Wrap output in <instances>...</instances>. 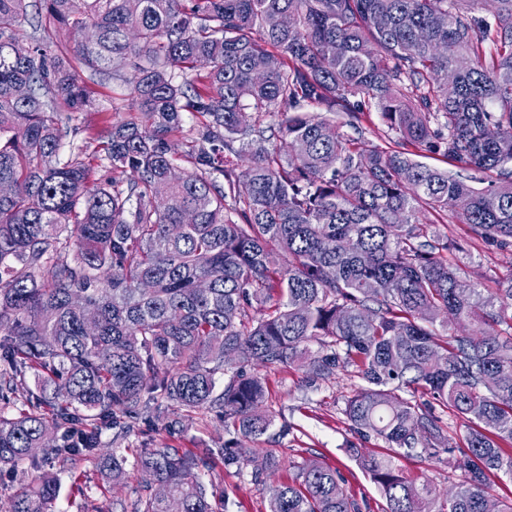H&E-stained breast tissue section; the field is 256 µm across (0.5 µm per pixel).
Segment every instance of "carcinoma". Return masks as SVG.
I'll use <instances>...</instances> for the list:
<instances>
[{"label":"carcinoma","instance_id":"carcinoma-1","mask_svg":"<svg viewBox=\"0 0 512 512\" xmlns=\"http://www.w3.org/2000/svg\"><path fill=\"white\" fill-rule=\"evenodd\" d=\"M0 0V393L37 378L41 395L0 410V472L99 461L109 485L124 455L105 428L175 406L219 408L247 439L267 433L266 379L297 364L311 386L339 367L363 385L344 414L406 457L448 454L465 478L442 496L391 459H362L387 512H486L492 478L512 475V334L450 336L446 316L512 329V285L496 302L462 293L435 256L423 211L453 207L487 243L512 245V171L487 189L413 159L512 163V0ZM34 13H28V7ZM33 31L15 53L22 23ZM63 30L73 45L47 38ZM137 57L132 109L92 157L129 169L92 182L65 152L72 113ZM459 59L448 95V70ZM196 72L193 81L178 75ZM354 118L376 108L401 149L348 146L302 108ZM273 113L268 126L247 110ZM195 124L184 130V115ZM187 132L185 149L170 137ZM317 350L311 349L312 343ZM232 371L228 382L219 375ZM405 390L410 397L403 398ZM464 418L444 440L437 409ZM265 484L278 459L224 441V465ZM205 458L140 449L134 512H214ZM58 474L8 512H57ZM266 512H361L339 471L311 460L271 488Z\"/></svg>","mask_w":512,"mask_h":512}]
</instances>
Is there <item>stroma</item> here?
Masks as SVG:
<instances>
[{
    "label": "stroma",
    "instance_id": "1",
    "mask_svg": "<svg viewBox=\"0 0 512 512\" xmlns=\"http://www.w3.org/2000/svg\"><path fill=\"white\" fill-rule=\"evenodd\" d=\"M92 91L93 107L76 115L81 132L73 142L78 146L84 144L87 134L106 130L112 122L126 118L130 110L129 88L123 80L93 85ZM317 115L348 139L388 147L399 141L398 134L375 110L360 114L355 121L341 112L321 109ZM427 230L447 245L440 258L483 299L495 298L500 288L512 283V246L488 245L470 225L459 223L451 211L433 215ZM264 376L268 387L264 408L273 415L274 425L255 445L273 449L279 461L274 482L291 481L299 465L315 459L341 472L347 494L361 504L362 512H386L385 499L359 462L360 456L385 453L386 446L375 438L363 439L344 415L348 397L362 384L353 368L337 369L329 380L314 388L306 386L305 372L296 365L265 370ZM127 425V433L120 436L114 430H103L101 439L106 448H176L204 454L217 487L213 501L216 512H265L268 486L252 481L249 464H224V422L217 412L204 409L187 413L171 407L160 414L128 420ZM446 461L443 455L393 458L406 476L428 481L442 492L464 478L463 471L449 470ZM99 482V468L92 459L78 462L75 472L60 473L61 512H126L138 495L142 477L129 470L126 479L106 493L100 490Z\"/></svg>",
    "mask_w": 512,
    "mask_h": 512
}]
</instances>
